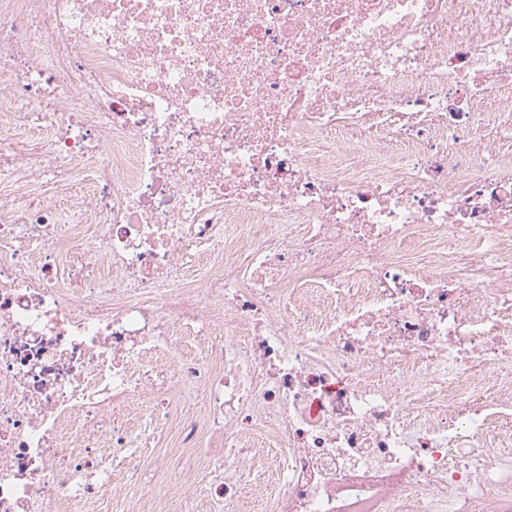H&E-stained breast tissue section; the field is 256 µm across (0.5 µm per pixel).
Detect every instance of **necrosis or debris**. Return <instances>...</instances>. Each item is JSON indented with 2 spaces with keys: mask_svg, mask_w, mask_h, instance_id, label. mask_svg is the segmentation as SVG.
I'll return each mask as SVG.
<instances>
[{
  "mask_svg": "<svg viewBox=\"0 0 512 512\" xmlns=\"http://www.w3.org/2000/svg\"><path fill=\"white\" fill-rule=\"evenodd\" d=\"M202 499L512 512V0H0V512Z\"/></svg>",
  "mask_w": 512,
  "mask_h": 512,
  "instance_id": "necrosis-or-debris-1",
  "label": "necrosis or debris"
}]
</instances>
